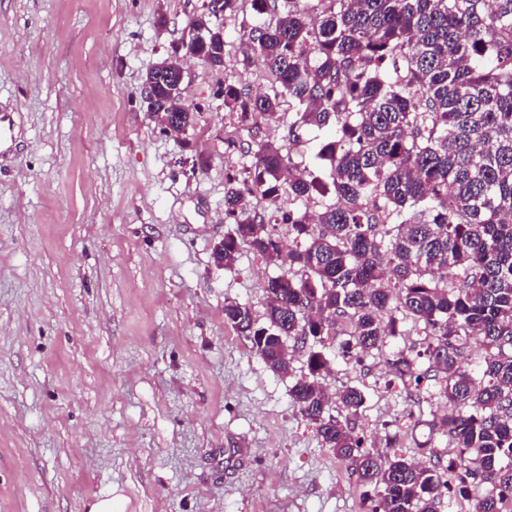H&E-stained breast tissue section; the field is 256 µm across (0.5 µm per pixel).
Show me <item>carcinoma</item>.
<instances>
[{
    "label": "carcinoma",
    "instance_id": "cac0c4a2",
    "mask_svg": "<svg viewBox=\"0 0 512 512\" xmlns=\"http://www.w3.org/2000/svg\"><path fill=\"white\" fill-rule=\"evenodd\" d=\"M244 61L258 55L270 91L233 81L218 97L245 124L288 121V140L328 130L316 158L333 190L289 148L259 142L227 176L224 215L233 229L214 264L233 268L243 243L287 270L268 279L266 324L224 304V321L277 373L289 372L287 341L345 336V351L379 350L388 336L422 337L390 363L403 382L440 383L447 410L434 425L458 448L437 466L397 452L363 450L350 427L365 402L349 387L329 412L320 382L329 360L310 347L308 374L290 394L322 444L374 485L368 512H441L445 495L487 485L481 512L512 498V0H250ZM188 50L223 63L217 23L194 21ZM180 71L179 54L146 73L150 109L176 134L194 127L182 90L158 73ZM272 210L258 209L256 195ZM288 196L294 207L277 216ZM288 225L292 246L274 231ZM482 339L477 371L462 366L467 337Z\"/></svg>",
    "mask_w": 512,
    "mask_h": 512
}]
</instances>
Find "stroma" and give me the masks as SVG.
<instances>
[{"mask_svg":"<svg viewBox=\"0 0 512 512\" xmlns=\"http://www.w3.org/2000/svg\"><path fill=\"white\" fill-rule=\"evenodd\" d=\"M202 3L0 0V109L15 118L0 156V512H88L106 495L115 512H366L374 495L290 397L306 348L276 373L224 321L229 299L264 323L281 272L245 244L215 266L225 180L256 143L288 141L287 124L238 126L216 96L228 79L269 86L242 62L238 22H223V67L184 62L191 148L141 97ZM415 342L357 358L325 337L321 383L363 391L367 451L396 434L407 459L445 465L437 383L411 388L388 364Z\"/></svg>","mask_w":512,"mask_h":512,"instance_id":"35a3bbf8","label":"stroma"}]
</instances>
